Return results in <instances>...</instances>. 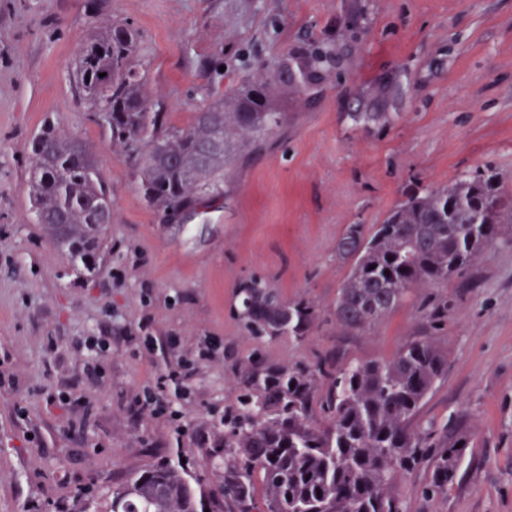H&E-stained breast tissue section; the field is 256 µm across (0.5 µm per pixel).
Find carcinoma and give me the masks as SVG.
<instances>
[{"instance_id": "1", "label": "carcinoma", "mask_w": 512, "mask_h": 512, "mask_svg": "<svg viewBox=\"0 0 512 512\" xmlns=\"http://www.w3.org/2000/svg\"><path fill=\"white\" fill-rule=\"evenodd\" d=\"M136 36L124 25L92 37L73 65L74 82L91 101L112 142L140 162L141 190L163 218L224 191V170L284 124L277 90L313 94L325 72L339 65L336 49L299 46L274 63L259 83L232 88L193 113L183 128L164 126L144 94L146 74L134 60ZM368 129L385 112H354ZM39 173L30 185L37 223L52 240L68 225V244L97 258L108 246L96 224L112 220V200L92 157L46 118L33 139ZM491 166L448 185L411 194L384 221L348 225L336 257L349 264L331 314L344 330L362 329L428 288L461 274L497 240L512 239V204ZM237 318L254 340L288 336L301 341L319 326L322 311L307 299L287 300L254 276L238 291ZM429 327L448 319V301L425 313ZM448 368V352L424 339L388 360L339 367L330 357L312 366L274 364L256 355L234 374L239 394L224 408V468L218 488L206 491L169 460L130 473L98 496L78 498L73 512H403L398 474L420 458L433 463L426 494L452 485L470 437L434 440L409 432L420 405ZM264 508L256 503V482Z\"/></svg>"}]
</instances>
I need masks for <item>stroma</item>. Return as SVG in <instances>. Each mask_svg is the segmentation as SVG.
Listing matches in <instances>:
<instances>
[{"label":"stroma","instance_id":"35a3bbf8","mask_svg":"<svg viewBox=\"0 0 512 512\" xmlns=\"http://www.w3.org/2000/svg\"><path fill=\"white\" fill-rule=\"evenodd\" d=\"M0 0V512L33 500L73 507L160 459L204 486L237 386L253 355L291 366L389 359L422 338L429 303L449 298L433 341L448 372L413 427L474 441L452 488L429 496L424 460L396 480L406 512H512V242L462 277L414 292L366 329L329 311L347 273L346 225L381 223L407 194L490 164L512 196V0ZM138 30L146 94L182 128L211 98L263 75L306 40L341 56L316 96L278 98L288 120L224 174V193L171 224L144 201L138 163L114 145L75 91L70 64L96 31ZM390 113L369 130L350 113ZM94 156L112 198L108 249L86 266L34 219L31 142L45 118ZM264 276L288 300L323 311L304 341L243 336L240 286ZM105 342L102 374L90 342ZM210 356L199 359L203 347ZM197 373L168 405L139 401L182 361ZM181 422H173V415Z\"/></svg>","mask_w":512,"mask_h":512}]
</instances>
